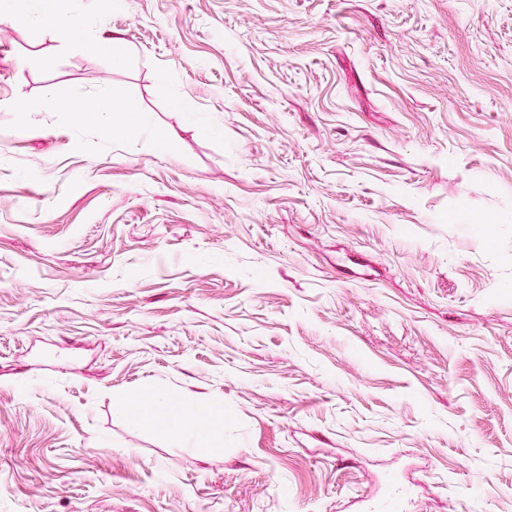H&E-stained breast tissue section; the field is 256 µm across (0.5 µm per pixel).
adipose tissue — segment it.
<instances>
[{
    "mask_svg": "<svg viewBox=\"0 0 512 512\" xmlns=\"http://www.w3.org/2000/svg\"><path fill=\"white\" fill-rule=\"evenodd\" d=\"M28 11L40 20L53 23L65 39L81 43L85 50L106 51L111 54L114 64L124 63L125 56L118 48L117 37L102 33L94 39H85L81 28L72 16L62 9L59 0H30ZM83 109L99 117L108 118L112 114H120L131 133L143 136L145 149L155 150L162 146L161 140L145 137L147 119L131 103L98 97L85 102ZM191 407L190 401L177 402L167 394L151 391L124 397L120 411L130 426L137 427L150 421L161 426L171 439L184 442L202 439L212 443L216 448H223V408L215 406L207 415L195 416L191 413Z\"/></svg>",
    "mask_w": 512,
    "mask_h": 512,
    "instance_id": "adipose-tissue-1",
    "label": "adipose tissue"
}]
</instances>
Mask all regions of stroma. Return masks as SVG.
Listing matches in <instances>:
<instances>
[{
    "label": "stroma",
    "instance_id": "35a3bbf8",
    "mask_svg": "<svg viewBox=\"0 0 512 512\" xmlns=\"http://www.w3.org/2000/svg\"><path fill=\"white\" fill-rule=\"evenodd\" d=\"M62 3L126 60L0 13V512H512V0ZM85 112H92L98 117L112 119V112H118L126 124L127 129L141 139L147 128V119L130 102L117 101L109 97H98L82 104ZM193 403L188 400L175 402L162 392H138L122 400L120 412L128 424L138 427L153 422L163 428L174 440L193 442L204 439L215 445L212 449L224 447V408L214 406L205 416L190 415Z\"/></svg>",
    "mask_w": 512,
    "mask_h": 512
}]
</instances>
